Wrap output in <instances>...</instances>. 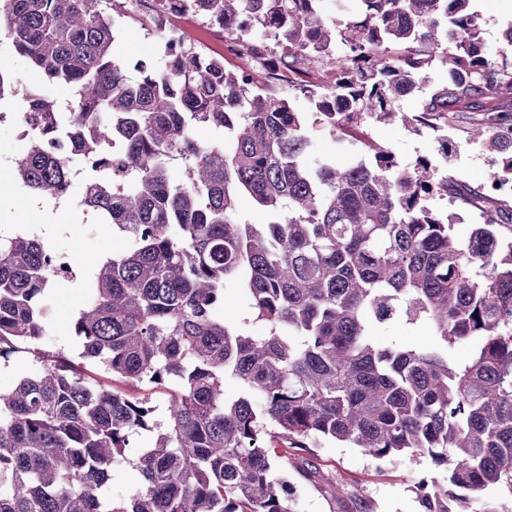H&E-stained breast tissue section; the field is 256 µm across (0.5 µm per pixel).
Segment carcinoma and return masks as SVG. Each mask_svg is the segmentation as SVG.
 I'll return each instance as SVG.
<instances>
[{
	"label": "carcinoma",
	"instance_id": "carcinoma-1",
	"mask_svg": "<svg viewBox=\"0 0 512 512\" xmlns=\"http://www.w3.org/2000/svg\"><path fill=\"white\" fill-rule=\"evenodd\" d=\"M114 2L0 0V39L77 87L66 112L24 97L35 133L11 178L57 201L72 186L65 156H84L105 175L86 180L82 205L129 241L89 262L76 362L36 347L47 292L71 274L43 240L0 234V360L30 345L42 365L0 391V512H296L276 440L426 455L446 479L421 475V512H499L487 493L512 494V209L370 137L349 165L311 157L315 124L342 140L370 122L420 135L462 119L500 156L489 181H509L512 62L487 53L477 0H357L343 19L320 0H196L240 55L269 59L261 79L187 46L162 69L115 59ZM246 23L270 43L249 41ZM317 65L324 79H296ZM201 127L227 142L198 140ZM242 194L266 223L240 219ZM448 196L487 203L466 238L431 206ZM238 288L249 316L217 315ZM394 318L427 341H375L371 326ZM128 381L175 385L163 420ZM142 431L149 447L131 446ZM124 463L142 484L114 496Z\"/></svg>",
	"mask_w": 512,
	"mask_h": 512
}]
</instances>
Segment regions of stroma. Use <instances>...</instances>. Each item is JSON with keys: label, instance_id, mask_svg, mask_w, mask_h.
I'll return each instance as SVG.
<instances>
[{"label": "stroma", "instance_id": "1", "mask_svg": "<svg viewBox=\"0 0 512 512\" xmlns=\"http://www.w3.org/2000/svg\"><path fill=\"white\" fill-rule=\"evenodd\" d=\"M180 22L189 44L195 49L223 58L230 66L245 65V58L229 51L217 26L191 13L181 16ZM114 24L117 59L130 62L148 57L161 62L151 30L142 23L140 15L115 17ZM0 73L21 78L24 90L56 100L62 109L67 108L74 97L73 86L45 80L6 41H0ZM21 108L22 99L18 96L0 102V111L5 114L0 121V233L8 235L22 229L43 235L54 248L70 254L76 279L56 283L46 301L51 310L46 321L49 343L56 350L69 354L79 348L71 320L87 295L83 278L91 273L89 257L122 253L128 243L115 234L111 225L94 220L92 212L80 207L85 175L79 163L71 165L73 194L67 202L73 210L64 215L34 205L32 194L10 178L15 159L28 145L27 140L17 137L15 132V115ZM368 131L390 147L401 163L429 158L439 176L471 188L486 183L494 169L492 155L479 151L471 140L469 124L464 122L449 124L444 135L448 137L451 150L445 156L439 152L442 134L433 130L415 135L393 123L372 124ZM295 458L300 465L289 468L287 480L296 512H420L413 486L420 473L432 468L429 458L423 456L379 461L363 449L339 443L321 444L309 454L296 452Z\"/></svg>", "mask_w": 512, "mask_h": 512}]
</instances>
